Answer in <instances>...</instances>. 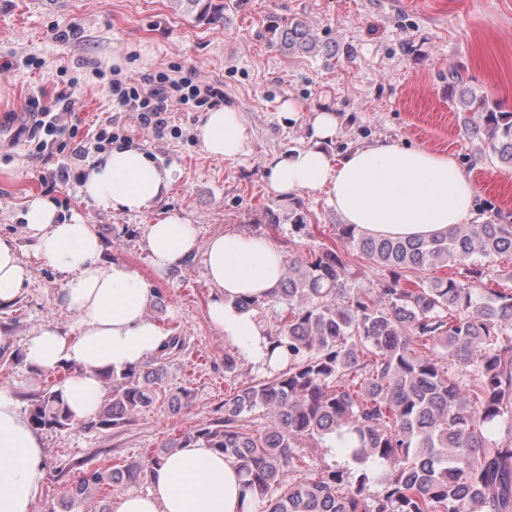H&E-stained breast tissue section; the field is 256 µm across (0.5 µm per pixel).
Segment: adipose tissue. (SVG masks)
Wrapping results in <instances>:
<instances>
[{
    "mask_svg": "<svg viewBox=\"0 0 512 512\" xmlns=\"http://www.w3.org/2000/svg\"><path fill=\"white\" fill-rule=\"evenodd\" d=\"M337 130L335 113H313L306 146L267 157L270 189L288 195L329 188L345 223L374 236L424 237L469 216L474 186L448 155L386 140L334 156L327 146ZM197 132L210 155L234 160L245 151L240 116L232 108L201 113ZM174 181L173 170L158 167L144 149L123 147L90 167L81 190L104 207L150 216L146 239L155 269L163 272L197 247L187 220L175 213L154 215ZM24 220L39 256L65 273L61 301L78 318L73 335L52 324L40 326L24 344L25 360L45 371L78 365L62 394L75 417L84 419L102 398L100 371L139 366L165 341L148 316L154 292L128 264L105 260V244L90 225L59 221L51 202L31 199ZM204 262L215 287L207 308L211 323L254 365L276 366L279 357L270 351L265 322L236 302L277 295L283 252L269 238L227 231L208 241ZM26 274L14 242L0 238V305L18 296ZM43 456L41 436L19 399L0 387V512H32L43 493ZM148 481L147 492L124 496L115 512H255L236 466L200 444L169 452L152 467Z\"/></svg>",
    "mask_w": 512,
    "mask_h": 512,
    "instance_id": "ef3b65f1",
    "label": "adipose tissue"
}]
</instances>
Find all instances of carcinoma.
I'll list each match as a JSON object with an SVG mask.
<instances>
[{
	"instance_id": "cac0c4a2",
	"label": "carcinoma",
	"mask_w": 512,
	"mask_h": 512,
	"mask_svg": "<svg viewBox=\"0 0 512 512\" xmlns=\"http://www.w3.org/2000/svg\"><path fill=\"white\" fill-rule=\"evenodd\" d=\"M281 46L308 52L316 41L303 23ZM461 127L482 152L512 167V112L484 96L461 101ZM339 238L387 271L375 288H357L342 256L323 248L288 261L278 295L240 302L274 315L267 336L286 365L224 399V418L174 439L167 450L201 443L231 459L262 512H512V289L494 288L496 259L512 257V224H457L428 238L373 236L353 224ZM457 266L445 277L431 269ZM172 335L142 366L100 373L96 412L74 418L56 384L28 399L38 430H111L131 426L164 402L191 400L168 388V367L182 349ZM263 411L261 430L250 417ZM337 436L348 457L386 465L380 473L309 466L305 449ZM160 457L118 467L80 469L68 494L89 507L103 486L146 480ZM379 490L370 491L372 484Z\"/></svg>"
}]
</instances>
